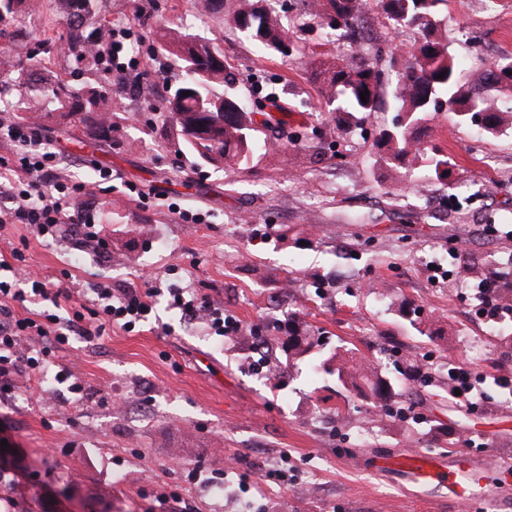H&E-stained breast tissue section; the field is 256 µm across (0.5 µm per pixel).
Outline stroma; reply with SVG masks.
Here are the masks:
<instances>
[{"label":"stroma","mask_w":512,"mask_h":512,"mask_svg":"<svg viewBox=\"0 0 512 512\" xmlns=\"http://www.w3.org/2000/svg\"><path fill=\"white\" fill-rule=\"evenodd\" d=\"M198 0H91L95 18L133 32L137 64L112 83L111 143L91 124L35 123L39 137L64 156L63 169L86 192L110 256L75 250L67 237L42 239L23 224L0 227V261L24 252L30 272L52 288L112 282L158 290L153 311L133 331L115 327L85 344L56 348L82 386L23 375L0 401V417L19 449L14 472L0 479V512H487L484 500L449 508L374 470L399 451L448 457L491 445L497 479L512 473V348L489 334L471 300L469 263L512 273V129L490 136L441 109L420 128L429 145L447 149L452 184L408 187L380 160L374 141L397 115L396 76L388 58L375 112L362 118L369 138L337 121L305 60L259 52L224 23L223 11L197 14ZM281 23L293 44L329 58L349 53L329 40L304 0H287ZM169 21L224 51L231 92L315 133L320 154L275 146L248 165L214 166L178 153L154 121L177 69L159 24ZM461 82L480 66L512 56V0H445L437 16ZM58 0H39L0 25V65L18 74L39 69L52 81L95 86L74 72ZM119 177L104 184L99 171ZM138 197H130L127 183ZM207 215L180 224L168 206ZM495 232H488V225ZM191 283L225 315L235 336L168 306L169 285ZM297 313L304 328L326 331L332 345L355 347L385 377L411 388L400 407L409 418L365 425L368 401L307 358L274 380L257 370L251 335L277 336ZM484 372L478 409L448 396V368ZM147 402L131 418L125 401ZM224 485V498L207 493ZM182 497L168 501L173 489Z\"/></svg>","instance_id":"obj_1"}]
</instances>
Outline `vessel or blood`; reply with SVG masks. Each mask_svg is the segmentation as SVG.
<instances>
[{"label": "vessel or blood", "mask_w": 512, "mask_h": 512, "mask_svg": "<svg viewBox=\"0 0 512 512\" xmlns=\"http://www.w3.org/2000/svg\"><path fill=\"white\" fill-rule=\"evenodd\" d=\"M379 470L398 473L407 485L446 497L449 503L466 504L481 498L495 503L496 493L487 480L484 460L465 454L449 460L404 451L382 457Z\"/></svg>", "instance_id": "vessel-or-blood-1"}]
</instances>
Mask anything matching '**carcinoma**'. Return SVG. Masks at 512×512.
<instances>
[{"label": "carcinoma", "mask_w": 512, "mask_h": 512, "mask_svg": "<svg viewBox=\"0 0 512 512\" xmlns=\"http://www.w3.org/2000/svg\"><path fill=\"white\" fill-rule=\"evenodd\" d=\"M365 0H315V15L319 18L334 16L339 20L333 31L345 40H355ZM391 26L402 32L415 31L416 39L397 51L391 50V62L399 63L398 79L392 96L398 105L400 121L391 129L382 131L377 147L382 159L402 170L407 180L418 170H426L438 180L451 177L452 163L440 148L429 147L414 137V130L427 121V117L443 106L453 110L460 122L471 123V117L480 114L485 121L484 130L496 134L512 127V112H502L494 101L460 84L458 65L449 50L448 41L437 33L438 6L446 0H374ZM225 24L251 39L265 49L280 51L289 40L288 32L271 8H260L250 0H242ZM108 29L86 26V15H68L66 42L75 69L98 64L96 44L106 37ZM191 34L178 26L164 28L166 52L180 64L181 78L170 87L157 111L163 117V127L177 133L198 119L197 113L209 112L219 124L218 136L193 140L177 137L178 142L197 156L207 155L218 163L234 160L246 164L260 150H267V140L254 121V110L238 97L224 93L228 82L227 70L209 71L210 58L224 52L207 42L188 48L185 41ZM312 77L320 83L321 92L332 102L345 106V113H367L376 109L380 94V69L374 62L357 53L355 59L337 62L330 59L311 63ZM444 78H438V75ZM485 80L500 90L512 91V57H505L485 71ZM191 90V95L183 92ZM369 91L366 102L360 94ZM35 103L46 99L62 109L61 117L68 119L85 114L91 119L103 141L111 139L112 124L108 113L109 103L103 91L92 88L72 89L65 84H41L34 96ZM322 334L288 330V356L303 357L313 349H323ZM328 374L337 380L351 383L356 388L369 389L373 403L390 401V392L384 389L385 381L378 377L373 363L359 362L353 350L346 356L334 353L323 360Z\"/></svg>", "instance_id": "obj_1"}]
</instances>
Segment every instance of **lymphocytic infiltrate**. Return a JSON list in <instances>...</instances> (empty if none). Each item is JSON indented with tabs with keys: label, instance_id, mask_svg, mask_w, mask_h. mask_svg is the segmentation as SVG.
Returning a JSON list of instances; mask_svg holds the SVG:
<instances>
[{
	"label": "lymphocytic infiltrate",
	"instance_id": "f902f5d3",
	"mask_svg": "<svg viewBox=\"0 0 512 512\" xmlns=\"http://www.w3.org/2000/svg\"><path fill=\"white\" fill-rule=\"evenodd\" d=\"M0 138L14 142V158L0 157L1 224H25L39 237H57L61 225L75 228V244L106 254L91 214L78 197L81 188L59 168L61 156L49 150L29 123L0 118ZM173 309L190 317L205 315L218 336L236 335L241 326L225 317L207 297L185 288H169ZM153 289L115 288L98 283L85 301L62 308L60 291L46 287L33 273L14 269L10 279H0V399L15 390V379L24 373L43 371L52 349L78 335L87 340L104 336L111 326L134 330L152 309ZM40 344L26 354L18 347L31 338Z\"/></svg>",
	"mask_w": 512,
	"mask_h": 512
}]
</instances>
